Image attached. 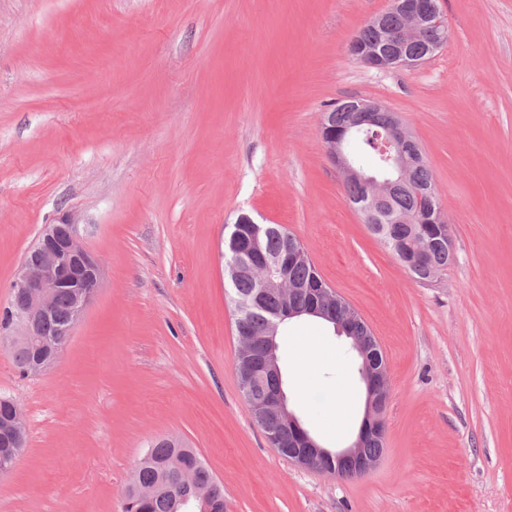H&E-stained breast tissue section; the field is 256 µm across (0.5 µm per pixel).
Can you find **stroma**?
Here are the masks:
<instances>
[{"label": "stroma", "instance_id": "obj_1", "mask_svg": "<svg viewBox=\"0 0 512 512\" xmlns=\"http://www.w3.org/2000/svg\"><path fill=\"white\" fill-rule=\"evenodd\" d=\"M440 5L443 48L380 71L347 46L389 0H0V309L63 215L105 268L52 368L21 376L0 344V395L28 425L0 512H122L164 438L201 455L225 512H512V0ZM350 97L396 112L426 156L456 249L435 282L369 231L325 156L322 115ZM242 214L300 239L385 356L367 475L299 468L253 421L224 268ZM310 339L321 360L289 403L322 445H348L357 361L293 319L285 376Z\"/></svg>", "mask_w": 512, "mask_h": 512}]
</instances>
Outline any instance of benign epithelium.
<instances>
[{"mask_svg":"<svg viewBox=\"0 0 512 512\" xmlns=\"http://www.w3.org/2000/svg\"><path fill=\"white\" fill-rule=\"evenodd\" d=\"M399 13L404 24L396 32L387 25V17ZM377 34V41L367 46L358 40H352L348 46L350 57L372 69L386 71L393 68H412L425 62L408 54L406 48L412 42L428 37L431 41L430 53L438 51L446 39L447 26L436 8V0H391V7L384 13L376 15L368 24ZM351 112L349 122L344 127L336 126L330 113H323L320 123V137L325 148L327 160L349 178H356L368 191L364 201L359 203L358 210L365 219L374 223L377 210L385 201V189L394 182L379 180L373 174H366L358 169L345 149V143L354 132L364 128L381 127L384 133V144L396 147V152L382 157L386 164L399 172L397 182L404 183L409 175L412 158L405 150V145L412 142L410 134L403 128L397 115L384 105L372 100L351 98L346 104ZM396 223L432 224L434 231L446 234L444 224L447 219L441 209L429 208L419 214L407 218L398 216ZM265 227L254 223L243 231L235 228L231 235V246L234 250V261L228 265L231 280H236L246 272L247 266L257 256V244ZM32 250L41 254L42 261L32 265L22 262L15 280L11 285V297L8 304L10 321L7 328L0 331V340L11 345L24 344L40 335L39 324L49 311V304L57 288L67 280H79L85 273L91 274V287L77 293L74 297L76 316H81L92 299L103 274L99 260L83 245L80 224L66 216L55 224H48L38 237ZM326 281L313 279L304 287L307 293L321 296L326 303L337 300L336 291L325 287ZM265 293L247 295L236 300L240 313H251L263 309ZM316 315L335 324L338 333L346 334L356 348H361L352 333V322L347 325L336 324V315L325 312L323 307L283 309L266 320V328L260 334L259 341L264 344L263 367L254 373L246 372L243 383L249 385L255 376L273 372L282 376L278 364V356L274 343L279 325L289 316ZM44 349L41 357L31 364L32 375H39L53 367L64 349V345L46 337L39 342ZM367 390V412L359 428L356 440L345 448L330 451L318 443L302 421L287 407V396L284 387L269 393L254 405V417L261 418L266 410L288 414V431L293 434V442L297 446L290 461L304 469H317V463L324 458H332L336 464L350 468V472L362 476L373 469L379 458L365 455L362 445L372 438H380L385 429L384 415L389 397L386 395L384 380L377 374L361 372ZM27 433L25 413L17 401H12V410L8 418L0 421V444L4 450L0 452V473L9 471L21 456L19 448L21 435Z\"/></svg>","mask_w":512,"mask_h":512,"instance_id":"7a95c632","label":"benign epithelium"}]
</instances>
